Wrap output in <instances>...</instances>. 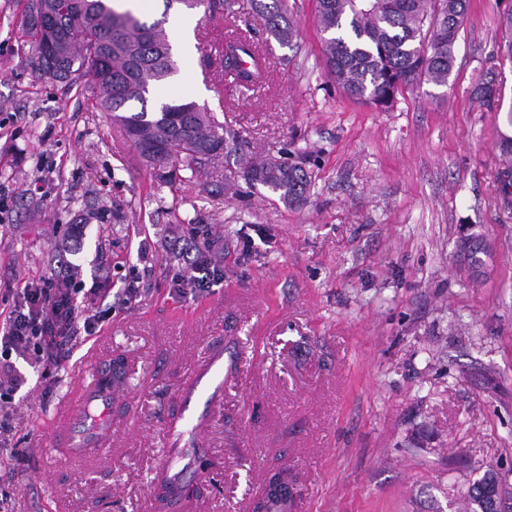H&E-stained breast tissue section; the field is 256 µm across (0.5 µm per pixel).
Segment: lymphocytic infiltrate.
Here are the masks:
<instances>
[{
	"label": "lymphocytic infiltrate",
	"instance_id": "f902f5d3",
	"mask_svg": "<svg viewBox=\"0 0 512 512\" xmlns=\"http://www.w3.org/2000/svg\"><path fill=\"white\" fill-rule=\"evenodd\" d=\"M224 279L220 262L196 251L187 271L176 274L178 294L202 295ZM68 268L48 278L25 282L15 293L14 304L0 322V401L7 395L1 387L14 379L12 355L27 357L32 365L52 374L62 365L64 350L78 342L80 335H94L95 316L87 315L86 303L79 298Z\"/></svg>",
	"mask_w": 512,
	"mask_h": 512
}]
</instances>
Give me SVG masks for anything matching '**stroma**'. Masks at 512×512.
<instances>
[{"label": "stroma", "mask_w": 512, "mask_h": 512, "mask_svg": "<svg viewBox=\"0 0 512 512\" xmlns=\"http://www.w3.org/2000/svg\"><path fill=\"white\" fill-rule=\"evenodd\" d=\"M24 5L0 0V314L63 258L83 288L135 277L143 292L125 307L97 302L96 334L56 379L14 356L20 384L0 405V451L19 456L0 474L12 512H161L163 471L185 488L169 512H251L278 471L294 486L291 512H466L489 470L512 493V196L495 190L496 143L512 135L497 22L512 0H470L447 86L403 92L385 112L329 81L315 0H286L291 48L252 0L193 11V49L175 53L189 80L157 92L223 113L239 143L165 186L89 93L31 72ZM241 31L266 59L251 90L221 56ZM490 69L499 112L471 96ZM301 155L313 172L304 206L241 175L244 160ZM471 235L487 245L476 269ZM195 239L223 249L224 280L183 298L172 278ZM217 351L233 381L183 403ZM118 357L110 448L53 456L47 424L68 385ZM189 411L200 426L170 436Z\"/></svg>", "instance_id": "stroma-1"}]
</instances>
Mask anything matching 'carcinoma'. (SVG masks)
Returning a JSON list of instances; mask_svg holds the SVG:
<instances>
[{
    "label": "carcinoma",
    "mask_w": 512,
    "mask_h": 512,
    "mask_svg": "<svg viewBox=\"0 0 512 512\" xmlns=\"http://www.w3.org/2000/svg\"><path fill=\"white\" fill-rule=\"evenodd\" d=\"M265 29L291 46L294 25L284 0H253ZM469 0H317V27L330 79L351 100L380 110L423 82L446 86L456 65V41ZM497 53L512 63V8L500 15ZM23 36L33 45L30 67L39 78L96 89V104L139 147L157 173L178 163L192 171L221 159L237 137L210 109L194 101L134 112L154 86L177 70L162 22L147 24L114 0H26ZM224 69L249 88L265 75V58L247 35L224 42ZM471 95L501 111L496 74L488 72ZM244 179L292 206L307 201L312 173L306 163L251 164ZM288 494L270 491L265 512H288Z\"/></svg>",
    "instance_id": "1"
}]
</instances>
